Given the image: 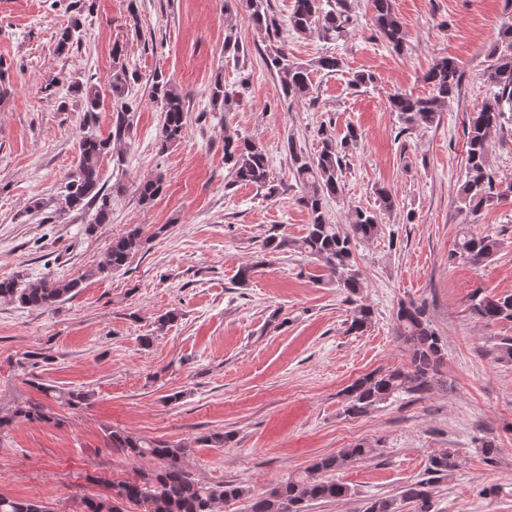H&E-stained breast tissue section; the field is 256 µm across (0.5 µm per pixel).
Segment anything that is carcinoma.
Returning a JSON list of instances; mask_svg holds the SVG:
<instances>
[{"instance_id": "carcinoma-1", "label": "carcinoma", "mask_w": 512, "mask_h": 512, "mask_svg": "<svg viewBox=\"0 0 512 512\" xmlns=\"http://www.w3.org/2000/svg\"><path fill=\"white\" fill-rule=\"evenodd\" d=\"M373 25L380 38L394 51L404 46L402 23L394 11L392 0H372ZM247 20L269 40L267 66L276 71L284 98L305 100L312 93L309 68L294 61L288 53L282 33L283 27L297 35H307L319 30L326 37H340L356 23L351 0H335L325 7L324 0H293L287 21H282L268 11V0H246ZM494 64L484 73L486 81L494 88L476 110L470 113L464 127L466 148V174L459 186V198L466 214L475 215L484 208L505 201L512 195V185L497 189L495 177L489 166L492 148L491 135L502 126L503 103L512 102V26L502 29L490 50ZM121 52L114 51L112 75L108 79L112 98L120 103L112 133L106 138L91 132L78 142L76 169L64 186V206L59 214L88 205L97 206V223L109 218L111 199L101 185L99 161L107 154L112 142L125 138L129 131L126 98L131 79L127 65L120 61ZM462 74L457 63L448 57L437 60L424 74L423 80L430 85V94L413 96L396 91L389 98V108L397 114L406 130L427 128L439 117L443 106L453 98L461 84ZM87 108H96L100 98L99 84L89 79L81 87ZM153 99L162 112L164 121L159 135V150L165 151L177 143L186 125L184 95L168 80H156ZM233 97L224 89L221 81L211 88L213 107L228 111ZM322 146L309 154L288 139V154L294 179L304 187L300 204L307 210L309 223L306 234L290 239L273 226L267 231L262 249L271 253L294 251L306 256L318 266L336 274V286L355 304L349 331L360 333L372 322V309L355 299L362 288V274L353 257V246L369 241L380 232L377 212L356 208L348 214L347 224L341 226L329 222L325 214V201L339 195L345 157L350 146L357 141L354 129L341 139H333L323 131ZM224 164L234 175L235 181L252 184L273 197L277 185L270 180L266 154L250 139L239 135L224 136ZM165 186L164 175L159 173L138 184L137 191L144 203L153 201ZM145 245L139 230L112 239L105 261L97 267L99 273H117L128 266L131 258ZM498 239L491 235L463 233L456 243L452 259L480 264L497 254ZM78 280H58L41 277L21 280L16 277L0 280V298H7L22 307L52 310L65 301L67 296L80 288ZM471 315L485 322L512 319V294L488 296L478 289L471 295ZM395 330L408 350V363L387 371H376L356 379L342 390L344 413L360 416L397 395L425 398L447 386L442 374L445 344L425 318L424 310L412 302L400 303L395 313ZM45 392L69 406L83 405L88 394L79 390H64L48 386ZM21 420L40 423H57L48 408L39 404L16 409L12 414L0 416V432ZM112 447L132 458H151L156 462L152 469L142 471L137 477L112 483V496L90 497L84 500V512H124L123 505L145 507V512H217L223 502L245 499L246 512H307L313 503L342 501L354 494L348 484L334 478L331 473L350 462L366 460L376 449L355 444L335 454L318 458L308 468L271 489L254 493L242 485L226 483L208 486L196 480L184 466L188 448L179 442L144 439L121 429H107ZM456 458L448 452L431 456L426 468L429 477L409 485L400 499L391 497L371 498L363 512H399L400 503L407 501L414 512H433L431 486L439 476L456 468ZM0 512H49L41 503L31 500L0 496Z\"/></svg>"}]
</instances>
